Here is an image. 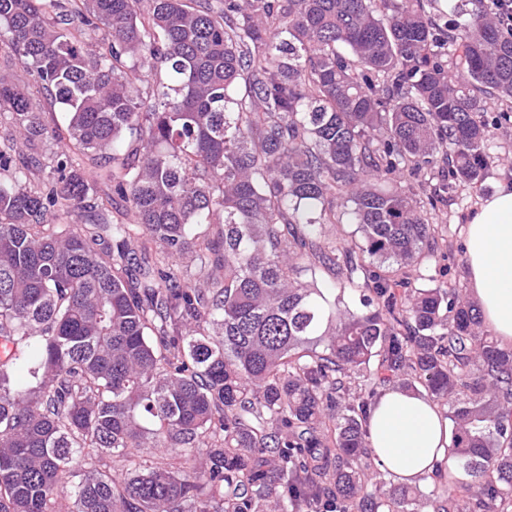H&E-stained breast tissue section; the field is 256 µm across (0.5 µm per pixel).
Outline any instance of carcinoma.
Listing matches in <instances>:
<instances>
[{
    "label": "carcinoma",
    "instance_id": "carcinoma-1",
    "mask_svg": "<svg viewBox=\"0 0 512 512\" xmlns=\"http://www.w3.org/2000/svg\"><path fill=\"white\" fill-rule=\"evenodd\" d=\"M69 2L0 0L65 113L0 80V512H504L512 348L414 272L443 237L422 172L483 180L512 32L484 0L443 25L434 0ZM395 382L451 409L427 492L372 469Z\"/></svg>",
    "mask_w": 512,
    "mask_h": 512
}]
</instances>
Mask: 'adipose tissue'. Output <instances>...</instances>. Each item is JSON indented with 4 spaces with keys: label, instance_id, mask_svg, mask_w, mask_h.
Instances as JSON below:
<instances>
[{
    "label": "adipose tissue",
    "instance_id": "1",
    "mask_svg": "<svg viewBox=\"0 0 512 512\" xmlns=\"http://www.w3.org/2000/svg\"><path fill=\"white\" fill-rule=\"evenodd\" d=\"M470 293L484 324L512 346V183L482 200L466 227ZM375 461L412 484L450 468L448 420L424 395L392 387L376 402L369 422Z\"/></svg>",
    "mask_w": 512,
    "mask_h": 512
}]
</instances>
